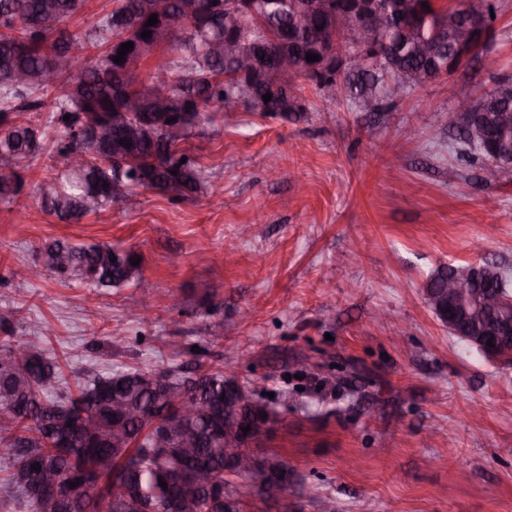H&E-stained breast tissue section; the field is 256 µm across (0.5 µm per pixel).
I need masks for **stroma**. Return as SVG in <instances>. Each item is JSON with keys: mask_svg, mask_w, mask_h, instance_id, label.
<instances>
[{"mask_svg": "<svg viewBox=\"0 0 512 512\" xmlns=\"http://www.w3.org/2000/svg\"><path fill=\"white\" fill-rule=\"evenodd\" d=\"M489 48L415 87L386 80L362 112L312 87L298 121L238 112L186 146L206 180L192 200L138 191L67 224L43 210L51 148L0 198V342L28 340L89 376L220 367L269 393L253 450L291 483L269 512H512V365L486 358L423 298L444 265L512 278V167L483 182L444 113L512 75V0H495ZM103 242L141 258L140 288L30 280L43 243Z\"/></svg>", "mask_w": 512, "mask_h": 512, "instance_id": "1", "label": "stroma"}]
</instances>
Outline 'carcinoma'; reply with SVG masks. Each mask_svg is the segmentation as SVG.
<instances>
[{
  "label": "carcinoma",
  "instance_id": "cac0c4a2",
  "mask_svg": "<svg viewBox=\"0 0 512 512\" xmlns=\"http://www.w3.org/2000/svg\"><path fill=\"white\" fill-rule=\"evenodd\" d=\"M392 13H403L402 28L388 27L375 35L373 44L385 47L394 37L402 40L397 52L370 57L369 64L353 68L349 46L333 42L338 14L336 0H275L257 25L247 20L240 26L239 41L251 56L264 58L268 68L283 57H292L296 68L288 70V83L277 89L261 79V70L245 74V68L224 54L207 52L214 41H224L223 0H113L112 11L93 31L71 32L63 28L83 8L84 0H0V164L9 159L10 172L0 173V196L15 194L21 187L19 169L43 149L46 132L38 127L9 122L11 112L36 110L41 96L59 91L48 127L61 131L52 153L56 177L37 187L41 206L58 220L77 223L126 201L138 189L152 190L176 199L197 196L206 187L203 170L195 157L178 145L205 120L209 105L237 102L238 85L248 86L257 99L271 94L259 115L288 119L291 112H306L299 104V81L327 100L353 98L355 105L380 103V84L387 77L408 86L450 73L449 54L465 15L478 10L491 16L494 5L479 0L452 10V24L437 31L426 17L445 5L434 0H382ZM158 23L147 25L149 16ZM151 37L143 38L144 30ZM133 43L123 63L114 62L122 44ZM179 53V59L158 62L152 76L163 75L173 102L166 112L171 134L157 125L158 112L135 83L132 64H141L160 47ZM101 50L99 61L88 63L89 49ZM337 56L335 69L316 77L317 62L306 55ZM53 51L81 66L82 76L71 71L43 79L46 54ZM333 83L339 93L329 95ZM141 96L140 108L129 126L138 136L126 147L127 130L113 124L126 99ZM512 113V95L491 97L482 107V122L492 125L500 112ZM70 119H64L65 115ZM84 155L77 168H66L60 158L71 152ZM177 171L172 175L171 171ZM116 261H111V258ZM133 251H120L107 243L72 244L55 239L37 256V273L62 281H80L94 288H122L143 283ZM26 357L0 371V486L9 498L21 501L28 512H59L47 506L31 486L20 482L24 467L34 461L43 473H55L78 491L74 512H169L179 494L170 460L151 447L155 435L167 432V447H179V436L190 432L195 452L191 468H204L212 478L182 512H251L248 496L262 500L275 495L271 487L256 485L224 455V428L248 413L271 414L243 401L251 389L211 371L161 370L157 373L131 368L87 380L75 397L57 392V365L30 342H13L0 349L9 359L17 350ZM196 407L194 417L179 415L170 400L172 390ZM241 451L258 459L267 471L286 467L276 454ZM244 480L241 493L228 477ZM167 486H159V481Z\"/></svg>",
  "mask_w": 512,
  "mask_h": 512
}]
</instances>
